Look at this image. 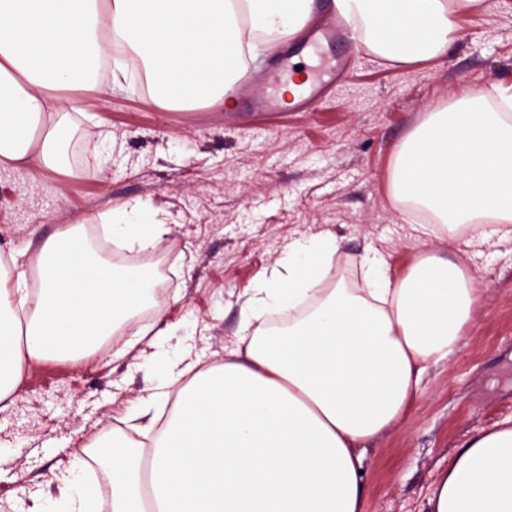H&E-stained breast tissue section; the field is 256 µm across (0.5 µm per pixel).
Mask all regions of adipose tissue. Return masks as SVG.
<instances>
[{
  "mask_svg": "<svg viewBox=\"0 0 512 512\" xmlns=\"http://www.w3.org/2000/svg\"><path fill=\"white\" fill-rule=\"evenodd\" d=\"M368 51L396 64L443 57L460 18L483 0H339ZM313 0H0V164L58 169L84 109L68 88L120 86L116 54L135 56L158 107L224 101L258 42L299 36ZM502 111L463 93L427 113L396 149L389 188L454 233L496 224L512 237V90ZM126 249L152 242L143 205L103 214ZM334 235L289 243L274 274L250 288L241 345L223 363L173 372V407L150 446L109 443L112 512H368L360 444L406 415L431 365L449 358L480 300L476 278L423 254L401 276L364 257L365 285L331 282ZM34 263L0 274V402L27 361L96 349L150 297L152 280L108 271L82 225L43 242ZM278 330L252 331L269 311ZM431 512H512V420L470 439L436 481Z\"/></svg>",
  "mask_w": 512,
  "mask_h": 512,
  "instance_id": "obj_1",
  "label": "adipose tissue"
}]
</instances>
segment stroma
<instances>
[{"label": "stroma", "mask_w": 512, "mask_h": 512, "mask_svg": "<svg viewBox=\"0 0 512 512\" xmlns=\"http://www.w3.org/2000/svg\"><path fill=\"white\" fill-rule=\"evenodd\" d=\"M464 17L446 58L403 66L355 45H333L314 30L249 64L234 108L216 104L170 112L149 104L137 70L124 87L76 88L88 109L73 129L62 171L0 166V255L35 254L64 225L125 202H141L161 222L141 252L104 255L119 268L152 272L160 297L132 315L93 354L29 363L0 408V512H27L40 497L52 512L58 478L98 486L111 508V473L90 443L113 427L130 436L160 419V393L173 368L223 362L239 341L249 288L271 275L289 242L329 232L339 241L333 273L361 281L366 249L392 273L419 252L459 263L477 276L481 300L451 357L423 377L407 415L363 445L370 512H430L441 471L472 437L512 417V239L455 242L414 230L422 213L394 199L389 171L396 146L439 103L467 87L495 101L512 84V8L488 0ZM312 49L320 68L350 60L340 92L290 112H256L279 85L274 62ZM169 329L154 348L127 350L140 327ZM157 400L137 419L149 395Z\"/></svg>", "instance_id": "stroma-1"}]
</instances>
